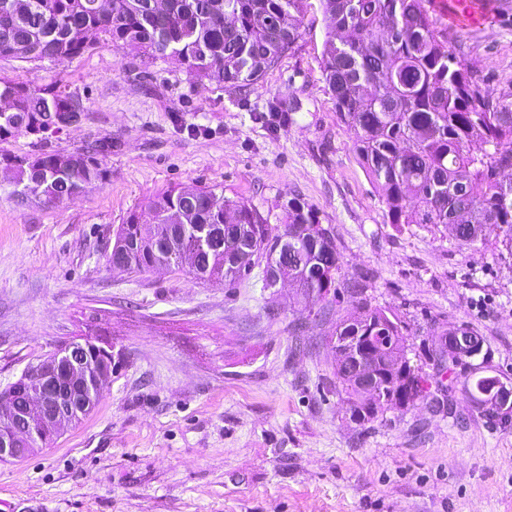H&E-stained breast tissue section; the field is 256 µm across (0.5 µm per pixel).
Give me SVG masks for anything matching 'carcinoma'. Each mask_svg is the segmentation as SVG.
<instances>
[{
  "mask_svg": "<svg viewBox=\"0 0 512 512\" xmlns=\"http://www.w3.org/2000/svg\"><path fill=\"white\" fill-rule=\"evenodd\" d=\"M327 23L321 62L325 90L355 141L360 164L385 205L387 223L451 226L460 246L484 243L494 233L512 254V101L494 96L432 25L427 0H318ZM0 0V58L26 63H69L104 35L117 48L142 58H171L199 84L243 89L292 49L301 36L309 0ZM0 138L35 134L87 111L82 97L57 83L34 86L0 77ZM94 146L31 156L3 155L14 163L12 179L26 196L50 202L74 199L86 182L106 180ZM153 223L131 213L118 232L133 248L129 273L153 264L187 269L200 281L232 288L270 258L284 237L295 241L296 267L288 274L300 296L324 302L341 277L342 261L329 229L310 205L292 201L286 223L270 225L243 200L215 189L175 187L152 198ZM184 224H206L222 244L218 254L199 251ZM483 340L450 327L429 349L440 372L461 368L477 404L500 413L507 392L496 376H484L487 356L459 351L452 336ZM358 339L371 349L376 386L351 383L357 362L345 350ZM336 392L355 421H372L403 395L410 406L426 396L425 378L405 357L407 327L398 314L363 306L336 323ZM481 355L480 363L472 358Z\"/></svg>",
  "mask_w": 512,
  "mask_h": 512,
  "instance_id": "1",
  "label": "carcinoma"
}]
</instances>
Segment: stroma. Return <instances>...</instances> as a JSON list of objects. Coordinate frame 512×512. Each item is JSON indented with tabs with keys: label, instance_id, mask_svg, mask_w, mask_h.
<instances>
[{
	"label": "stroma",
	"instance_id": "1",
	"mask_svg": "<svg viewBox=\"0 0 512 512\" xmlns=\"http://www.w3.org/2000/svg\"><path fill=\"white\" fill-rule=\"evenodd\" d=\"M473 3L483 24L430 19L483 87L511 92L512 0ZM301 32L245 93L105 40L63 66L0 58L1 76L58 81L87 106L0 139V155L92 144L109 170L53 204L21 199L0 168V391L72 342L111 350L113 365L80 423L0 463V512H512V416L485 415L428 358L441 328H472L512 388V255L388 224L324 88L318 7ZM211 186L272 225L291 199L317 209L342 258L328 315L295 304L291 283L263 288L258 268L227 288L108 265L130 211ZM364 304L404 320L427 398L359 423L336 393L330 337Z\"/></svg>",
	"mask_w": 512,
	"mask_h": 512
}]
</instances>
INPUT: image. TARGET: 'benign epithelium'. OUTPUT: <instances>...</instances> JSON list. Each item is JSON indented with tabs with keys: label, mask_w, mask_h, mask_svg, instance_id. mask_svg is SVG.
Listing matches in <instances>:
<instances>
[{
	"label": "benign epithelium",
	"mask_w": 512,
	"mask_h": 512,
	"mask_svg": "<svg viewBox=\"0 0 512 512\" xmlns=\"http://www.w3.org/2000/svg\"><path fill=\"white\" fill-rule=\"evenodd\" d=\"M283 242L272 266L280 282L293 254ZM128 256L125 241L115 239L108 254L112 267L121 268ZM112 378V354L91 342L68 344L30 366L18 380L0 392V462L22 460L44 443L78 423Z\"/></svg>",
	"instance_id": "7a95c632"
}]
</instances>
